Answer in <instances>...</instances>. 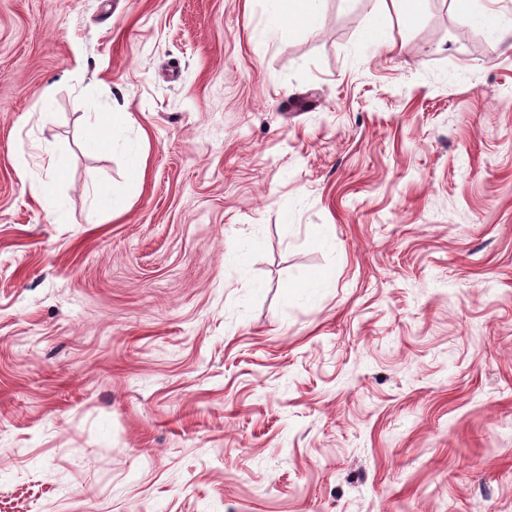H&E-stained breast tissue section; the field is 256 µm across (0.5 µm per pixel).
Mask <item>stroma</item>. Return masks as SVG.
Here are the masks:
<instances>
[{
	"instance_id": "35a3bbf8",
	"label": "stroma",
	"mask_w": 512,
	"mask_h": 512,
	"mask_svg": "<svg viewBox=\"0 0 512 512\" xmlns=\"http://www.w3.org/2000/svg\"><path fill=\"white\" fill-rule=\"evenodd\" d=\"M377 10L0 0V512H512V0ZM319 0H280L281 18H295L307 25L316 23ZM107 112H98L95 123L88 132V142L93 148H106L110 143L111 131L107 122Z\"/></svg>"
}]
</instances>
